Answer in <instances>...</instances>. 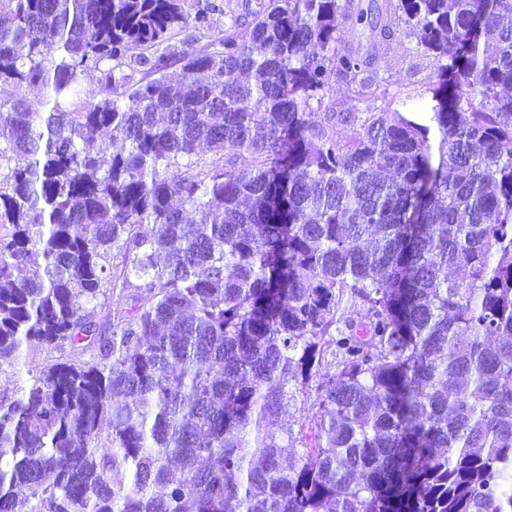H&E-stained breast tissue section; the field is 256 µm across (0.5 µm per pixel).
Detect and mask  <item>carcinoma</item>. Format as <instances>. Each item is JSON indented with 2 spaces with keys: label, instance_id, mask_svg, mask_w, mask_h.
Listing matches in <instances>:
<instances>
[{
  "label": "carcinoma",
  "instance_id": "1",
  "mask_svg": "<svg viewBox=\"0 0 512 512\" xmlns=\"http://www.w3.org/2000/svg\"><path fill=\"white\" fill-rule=\"evenodd\" d=\"M209 15L0 0V366L83 355L0 402V512H512V0H256L81 87ZM216 5V11L211 15V22L208 27L196 28L189 26L187 28L176 30L171 39L164 44L146 50L137 48L132 50L125 61L127 65L122 67L125 74L132 75L133 82L145 77L144 68H140L133 63L140 55H156L175 50H196V51H214L218 48L217 41L224 37L225 24L229 23L230 15H242L245 13V0H210ZM412 48L410 39L403 38L380 57L379 73L391 93L405 92L415 84L436 81L433 58L417 54Z\"/></svg>",
  "mask_w": 512,
  "mask_h": 512
}]
</instances>
